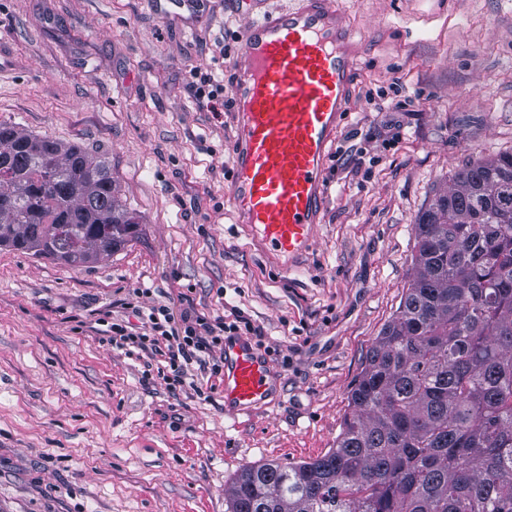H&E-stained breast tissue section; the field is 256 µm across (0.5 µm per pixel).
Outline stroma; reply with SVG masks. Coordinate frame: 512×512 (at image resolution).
<instances>
[{
  "label": "stroma",
  "instance_id": "obj_1",
  "mask_svg": "<svg viewBox=\"0 0 512 512\" xmlns=\"http://www.w3.org/2000/svg\"><path fill=\"white\" fill-rule=\"evenodd\" d=\"M292 2L0 0V120L105 154L140 217L83 268L0 248V512H226L244 468L327 453L413 274L418 213L465 162L512 153V0H335L360 53L325 206L307 253L267 251L225 206L233 115L192 81ZM160 305L236 307L271 398L226 414L223 375L172 385L160 356L113 345Z\"/></svg>",
  "mask_w": 512,
  "mask_h": 512
}]
</instances>
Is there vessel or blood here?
<instances>
[{"label": "vessel or blood", "instance_id": "vessel-or-blood-1", "mask_svg": "<svg viewBox=\"0 0 512 512\" xmlns=\"http://www.w3.org/2000/svg\"><path fill=\"white\" fill-rule=\"evenodd\" d=\"M229 63L235 116L230 202L267 249H309L326 198L327 148L349 110L358 47L332 0L248 21ZM265 360L244 337L224 345V408L262 403Z\"/></svg>", "mask_w": 512, "mask_h": 512}]
</instances>
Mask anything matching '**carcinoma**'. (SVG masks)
<instances>
[{"instance_id": "carcinoma-1", "label": "carcinoma", "mask_w": 512, "mask_h": 512, "mask_svg": "<svg viewBox=\"0 0 512 512\" xmlns=\"http://www.w3.org/2000/svg\"><path fill=\"white\" fill-rule=\"evenodd\" d=\"M117 193L108 157L0 120V248L109 257L139 224ZM414 250L336 446L245 469L228 512H512V153L435 192Z\"/></svg>"}]
</instances>
